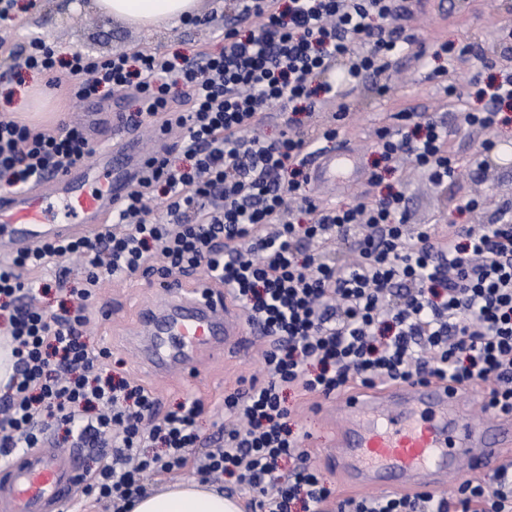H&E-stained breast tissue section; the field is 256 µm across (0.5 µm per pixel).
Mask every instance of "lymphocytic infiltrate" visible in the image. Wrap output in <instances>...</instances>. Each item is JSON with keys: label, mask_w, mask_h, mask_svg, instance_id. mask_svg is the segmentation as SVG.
Wrapping results in <instances>:
<instances>
[{"label": "lymphocytic infiltrate", "mask_w": 512, "mask_h": 512, "mask_svg": "<svg viewBox=\"0 0 512 512\" xmlns=\"http://www.w3.org/2000/svg\"><path fill=\"white\" fill-rule=\"evenodd\" d=\"M254 27L224 30V45L195 57L160 51L98 58L61 55L34 37L16 47L0 35V57L65 85L85 102L100 89L134 88L130 123L149 124L170 144L149 154L109 224L42 242L0 262V327L16 358L0 395V460L39 447L54 427L103 449L83 495L130 512L159 478L193 466L202 482L248 489L252 512H512V463L466 478L448 493L335 499L290 423L287 391L330 398L358 386L441 381L484 386L481 411L512 415V206L489 224L409 225L404 195L390 190L355 203L307 197V158L339 138L355 88L385 92L411 51L403 0H230ZM180 96H173V87ZM482 109L465 113L484 137L512 108V67L477 84ZM316 120L276 139L259 129L271 103ZM376 133L384 170L401 160L439 185L460 165L437 116L401 111ZM81 126L29 125L0 115V190H24L81 164ZM299 201L291 209L289 200ZM161 202L155 216L152 202ZM353 261L341 260L337 245ZM53 260L67 304L47 312L41 272ZM204 270L249 325L267 338L260 376L224 396V421L203 457L199 401L157 417V397L128 377L105 374V348L83 335L87 302L106 281L141 274L166 283Z\"/></svg>", "instance_id": "lymphocytic-infiltrate-1"}]
</instances>
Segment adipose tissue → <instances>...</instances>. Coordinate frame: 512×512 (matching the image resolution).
<instances>
[{
  "label": "adipose tissue",
  "instance_id": "ef3b65f1",
  "mask_svg": "<svg viewBox=\"0 0 512 512\" xmlns=\"http://www.w3.org/2000/svg\"><path fill=\"white\" fill-rule=\"evenodd\" d=\"M95 8L129 25L151 28L179 24L195 14L198 0H93ZM131 512H242L241 505L196 480L181 481L145 496Z\"/></svg>",
  "mask_w": 512,
  "mask_h": 512
}]
</instances>
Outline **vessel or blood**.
<instances>
[{
  "mask_svg": "<svg viewBox=\"0 0 512 512\" xmlns=\"http://www.w3.org/2000/svg\"><path fill=\"white\" fill-rule=\"evenodd\" d=\"M137 141L106 147L98 175L76 166L45 185L0 190V247L16 252L44 239L99 230L122 201L128 176L141 161ZM349 155L323 152L309 160L318 181L343 177ZM132 339L153 374L193 373L201 357L236 354L249 326L216 299L183 288L163 290L157 307L141 312ZM469 390L433 381L355 390L330 400L336 433L324 448L346 494L365 490L422 493L444 486L451 474L482 473L512 459V417L464 421ZM82 451L30 448L0 465V512H60L84 481Z\"/></svg>",
  "mask_w": 512,
  "mask_h": 512,
  "instance_id": "vessel-or-blood-1",
  "label": "vessel or blood"
}]
</instances>
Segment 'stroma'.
<instances>
[{"mask_svg":"<svg viewBox=\"0 0 512 512\" xmlns=\"http://www.w3.org/2000/svg\"><path fill=\"white\" fill-rule=\"evenodd\" d=\"M412 10L404 26L414 39V48L432 50L438 39L475 43L480 47L479 57L463 64L432 58L423 67L401 59L391 76L388 95L378 96L363 86L354 90L353 116L332 149L351 154L362 175L372 170L378 158L375 132L391 124L392 114L403 110L438 113L453 131L451 145L463 169L462 176L457 183L443 188L406 165L387 175L381 186H368L360 176L336 183L314 182L307 192L321 201L348 204L366 190L375 196L383 194L385 185L391 184L402 190L414 224L447 223L451 214L444 208L445 201L475 194L483 198V207L462 216L461 221L489 223L499 207L512 205V155L503 156L491 171L471 166L481 137L459 129L456 113L479 106L472 89L473 77L487 78L512 58V41L498 34L499 28L512 27V0H414ZM200 17L196 25L162 24L145 31L101 15L91 0H16L14 19L8 27L16 43L36 36L63 54L81 50L108 57L116 50L133 53L151 49L190 58L201 47H221L218 35L228 20L224 0H202ZM438 68L446 69V77H434ZM448 83L455 85L461 95L451 108L444 105L443 87ZM135 109L132 91L105 93L97 99L75 103L62 90L49 87L45 78L17 71L12 62L0 59V110L16 113L35 124L51 125L60 117H72L84 126L93 154H100L104 146L121 137L139 140L145 152L155 147L151 130H130L118 122L119 113ZM158 298L155 284L137 274L106 282L88 303L85 334L90 344L111 350V357L103 362L104 370L127 376L152 391L160 401L161 411L186 401H201L204 411L199 419L200 434L202 440H209L215 421L224 415L225 393L236 388L241 379L259 374L264 343L257 335H250L246 354L204 359L190 381L150 375L131 339L139 330L140 310L154 305ZM289 404L296 427L305 434L303 446L312 465L328 485L338 487L335 472L320 454L334 429L329 414L316 397H293Z\"/></svg>","mask_w":512,"mask_h":512,"instance_id":"stroma-1","label":"stroma"}]
</instances>
